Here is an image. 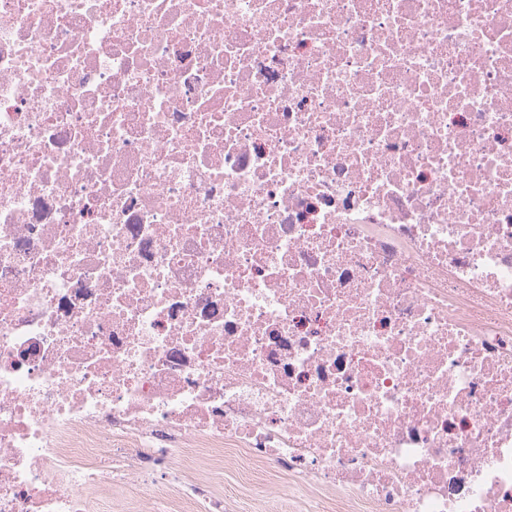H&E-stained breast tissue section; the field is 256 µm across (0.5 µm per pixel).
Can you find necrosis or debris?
<instances>
[{
	"mask_svg": "<svg viewBox=\"0 0 512 512\" xmlns=\"http://www.w3.org/2000/svg\"><path fill=\"white\" fill-rule=\"evenodd\" d=\"M228 458L512 512V0H0V512Z\"/></svg>",
	"mask_w": 512,
	"mask_h": 512,
	"instance_id": "4bbe7bcc",
	"label": "necrosis or debris"
}]
</instances>
